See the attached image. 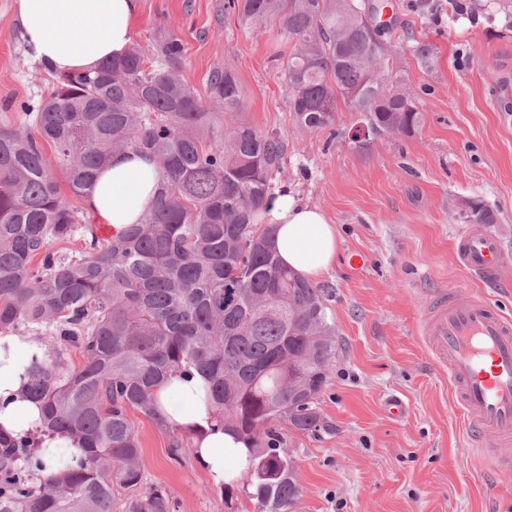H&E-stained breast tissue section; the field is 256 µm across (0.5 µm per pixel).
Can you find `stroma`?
Here are the masks:
<instances>
[{"mask_svg": "<svg viewBox=\"0 0 512 512\" xmlns=\"http://www.w3.org/2000/svg\"><path fill=\"white\" fill-rule=\"evenodd\" d=\"M396 35L433 44L427 70L406 51L396 67L419 96L421 126L409 134L354 142L360 113L340 107L333 130H299L285 103V80L268 34L222 15L224 0H141L134 41L150 48L177 33L180 74L205 94L210 71L231 65L243 117L286 146L276 189L322 209L339 232L334 268L319 279L336 326V360L318 408L316 432L290 430L286 446L301 494L292 512H512V479H493V459L466 442L446 371L421 329L439 287L457 297L480 291L512 317V287H482L460 268L454 237L461 203L493 209L512 251V30L498 0H476L455 15L448 0L431 11L395 0ZM17 0H0V123L15 103L50 92L54 75L34 60L17 20ZM400 397L402 417L385 402ZM144 487L166 490L174 512H256L242 489L212 486L192 453L174 452L176 431L133 414Z\"/></svg>", "mask_w": 512, "mask_h": 512, "instance_id": "obj_1", "label": "stroma"}]
</instances>
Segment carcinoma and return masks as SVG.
<instances>
[{
    "label": "carcinoma",
    "mask_w": 512,
    "mask_h": 512,
    "mask_svg": "<svg viewBox=\"0 0 512 512\" xmlns=\"http://www.w3.org/2000/svg\"><path fill=\"white\" fill-rule=\"evenodd\" d=\"M392 0H225L224 14L288 43L286 104L303 132L336 122L339 103L362 114L365 136L409 134L417 96L390 60L402 48L381 21ZM183 40L162 33L119 60L57 74L48 97L0 126V330L46 347L30 392L51 431L85 443V457L40 476L27 438L0 436V512H172L169 494L142 489L135 411L165 426L155 391L196 370L216 418L254 441L249 464L258 512H290L301 488L282 430L320 429L317 400L336 357L325 290L296 277L272 248L258 213L275 197L281 139L241 118L242 89L228 65L206 96L181 77ZM426 69L435 50L412 46ZM219 111L230 123H212ZM39 129L34 138L25 122ZM53 149L54 163L43 144ZM152 156L162 168L153 208L120 235L100 234L65 198L51 170L84 201L112 156ZM473 224L495 212L463 203ZM73 349L82 362L70 366Z\"/></svg>",
    "instance_id": "cac0c4a2"
}]
</instances>
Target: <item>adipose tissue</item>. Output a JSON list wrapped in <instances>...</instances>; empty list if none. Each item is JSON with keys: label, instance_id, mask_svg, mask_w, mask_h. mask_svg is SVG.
<instances>
[{"label": "adipose tissue", "instance_id": "adipose-tissue-1", "mask_svg": "<svg viewBox=\"0 0 512 512\" xmlns=\"http://www.w3.org/2000/svg\"><path fill=\"white\" fill-rule=\"evenodd\" d=\"M140 0H18V20L35 59L56 73L85 72L123 56L135 34ZM161 169L155 159L134 153L113 156L85 198L96 223L121 234L151 209ZM276 225L273 248L281 261L306 280L323 278L338 257L337 230L317 208L282 195L263 214ZM45 348L34 338L0 331V433L37 435L46 474L60 470V455L82 457L81 443L64 433L42 431L43 406L31 398L30 368ZM199 375L175 377L158 392L170 429L190 436L196 460L212 485L223 488L227 472L244 478L245 443L215 418Z\"/></svg>", "mask_w": 512, "mask_h": 512}]
</instances>
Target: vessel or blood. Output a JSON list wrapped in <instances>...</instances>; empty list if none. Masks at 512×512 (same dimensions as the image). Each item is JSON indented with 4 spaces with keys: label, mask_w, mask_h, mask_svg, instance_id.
<instances>
[{
    "label": "vessel or blood",
    "mask_w": 512,
    "mask_h": 512,
    "mask_svg": "<svg viewBox=\"0 0 512 512\" xmlns=\"http://www.w3.org/2000/svg\"><path fill=\"white\" fill-rule=\"evenodd\" d=\"M455 245L462 268L488 284H497L512 266V252L490 225H468ZM423 334L435 362L448 372L467 434L484 437L488 455L497 458L512 446V318L484 297L462 301L444 289L433 300Z\"/></svg>",
    "instance_id": "vessel-or-blood-1"
}]
</instances>
